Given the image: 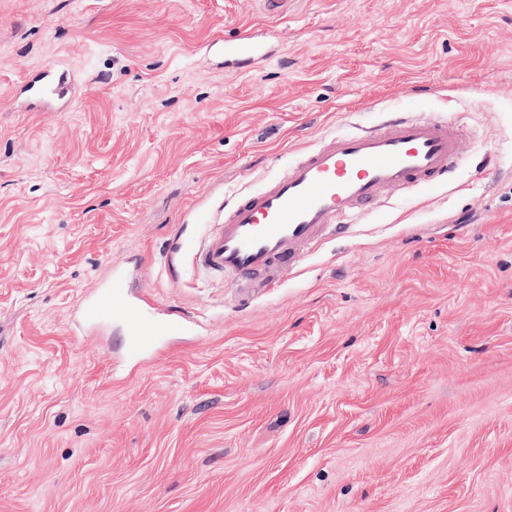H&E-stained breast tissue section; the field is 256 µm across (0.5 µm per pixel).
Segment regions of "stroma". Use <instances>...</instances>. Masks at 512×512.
Segmentation results:
<instances>
[{"label":"stroma","mask_w":512,"mask_h":512,"mask_svg":"<svg viewBox=\"0 0 512 512\" xmlns=\"http://www.w3.org/2000/svg\"><path fill=\"white\" fill-rule=\"evenodd\" d=\"M48 67L62 101L24 90ZM390 112L453 121L447 184L276 288L193 266ZM116 268L191 334H84ZM0 512H512V0H0ZM258 55V46L250 32L243 33L234 44L230 45L225 51L227 60L240 64L244 61L253 59Z\"/></svg>","instance_id":"stroma-1"}]
</instances>
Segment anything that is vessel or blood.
<instances>
[{"label": "vessel or blood", "instance_id": "b4317fda", "mask_svg": "<svg viewBox=\"0 0 512 512\" xmlns=\"http://www.w3.org/2000/svg\"><path fill=\"white\" fill-rule=\"evenodd\" d=\"M257 54L248 32L226 50L235 64ZM459 154L454 123L402 113L373 128L323 138L282 176L221 208L194 261L208 275L236 284L260 277L266 287H278L330 227L344 226L387 191L405 193L447 181ZM77 313L88 332L114 322L125 325L132 358L156 341L189 335L192 328L185 316L156 312L117 269L102 288L81 299Z\"/></svg>", "mask_w": 512, "mask_h": 512}]
</instances>
